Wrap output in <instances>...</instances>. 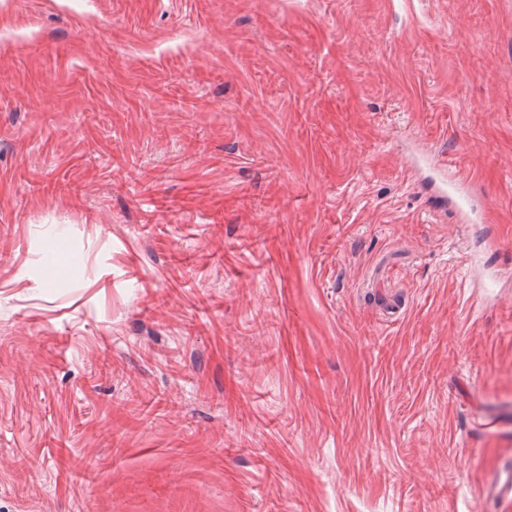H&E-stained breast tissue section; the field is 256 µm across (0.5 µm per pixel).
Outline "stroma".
<instances>
[{
	"label": "stroma",
	"instance_id": "35a3bbf8",
	"mask_svg": "<svg viewBox=\"0 0 512 512\" xmlns=\"http://www.w3.org/2000/svg\"><path fill=\"white\" fill-rule=\"evenodd\" d=\"M505 463L512 0H0V512H512ZM434 163L442 172V178L436 187V196L444 203L449 202L460 215L472 218L474 204L468 180L446 161L435 160ZM483 494L488 498H512V469L499 471L486 482Z\"/></svg>",
	"mask_w": 512,
	"mask_h": 512
}]
</instances>
